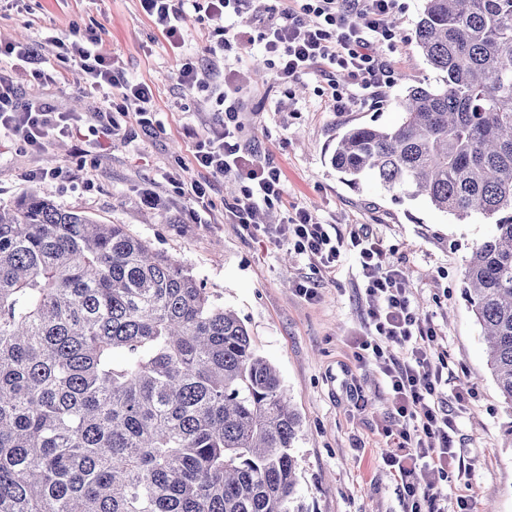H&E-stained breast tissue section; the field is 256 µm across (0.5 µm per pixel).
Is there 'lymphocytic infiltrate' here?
Masks as SVG:
<instances>
[{"label": "lymphocytic infiltrate", "instance_id": "1", "mask_svg": "<svg viewBox=\"0 0 512 512\" xmlns=\"http://www.w3.org/2000/svg\"><path fill=\"white\" fill-rule=\"evenodd\" d=\"M143 11L162 34L175 57L181 58L179 81L194 85L197 58L185 55L181 22L186 8L209 16H234V23L216 29L210 42L201 49L205 56H218L260 44L267 64L277 81L287 83L315 68L331 70L347 78V91H333L334 111L343 112L357 102L381 96L395 82L394 69L378 57L376 50L391 45L388 17L396 0H292L273 8L263 21L259 36H252L245 15L249 0H140ZM60 62L80 68L90 88L115 89L124 100L134 102V118L144 127L154 117V91L149 84L130 83L116 69L103 50L101 34L74 32L72 39L60 42ZM223 115L203 136L197 137L192 163L215 176H234L240 195L231 207L232 214L251 233L274 242L292 244L295 253L331 271L341 243L330 225L321 223L305 211H296L286 223L263 227L252 223L261 206L280 200L283 184L279 168L259 160L249 148L241 146L238 135L245 103L238 89L225 85ZM81 116L58 111L43 102L19 105L12 88L0 77V129L24 148L42 151L50 134L76 138L81 134ZM348 249L357 255L366 280V294L372 305L368 316L373 333L358 342L365 355L378 361L387 378L392 407L399 418L411 421L412 431L403 432L398 453L385 457L386 466L401 480L403 498L409 512H440L436 487L455 460L451 434L454 423L438 398L443 380L444 361L434 360L432 351L438 334L432 321L423 318L412 306L406 279L391 265L381 240L364 229L351 231ZM404 348L395 356L393 346ZM424 471L426 484H418L417 471Z\"/></svg>", "mask_w": 512, "mask_h": 512}]
</instances>
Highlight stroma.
<instances>
[{"mask_svg": "<svg viewBox=\"0 0 512 512\" xmlns=\"http://www.w3.org/2000/svg\"><path fill=\"white\" fill-rule=\"evenodd\" d=\"M104 29V49L133 83L155 90L156 123L144 130L120 118L109 148L82 155L67 137L52 135L33 153L0 133V206L30 193L65 208L121 224L151 249L174 257L206 288L211 300L232 310L249 331L258 355L273 364L303 421L293 453L297 500L306 512H405L401 482L384 463L396 452L405 421L395 418L386 377L374 359L359 360L354 340L369 331V299L355 256L341 250L332 273L318 271L288 244L256 239L228 212L240 193L234 177H214L190 161L193 139L205 134L222 107L213 89L224 70L246 92L241 145L255 149L282 172V201L262 207L258 224H280L303 209L335 225L338 235L364 225L382 239L410 288V299L438 329L448 382L440 399L453 412L461 464L439 482L448 512H512V440L504 429L512 408L500 397L487 364L480 327L463 291L465 263L489 232L487 219L460 223L427 200L384 191L371 180L346 185L331 164L339 136L361 125L393 126L398 100L411 86H439L440 72L413 43L382 47L395 83L380 101L334 111L321 71L279 84L256 49L203 58L195 86L178 81L180 62L140 0H0V46L33 43L35 60L0 59L24 104L48 102L95 124L99 92L77 68L60 69L57 40L76 29ZM51 73L47 82L34 68ZM55 168L57 179H36ZM207 184L208 214L195 223V201L174 182ZM162 198L156 207L144 190ZM319 281L316 299L295 292L302 279Z\"/></svg>", "mask_w": 512, "mask_h": 512, "instance_id": "stroma-1", "label": "stroma"}]
</instances>
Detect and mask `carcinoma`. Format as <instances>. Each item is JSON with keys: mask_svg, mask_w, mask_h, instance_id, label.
Masks as SVG:
<instances>
[{"mask_svg": "<svg viewBox=\"0 0 512 512\" xmlns=\"http://www.w3.org/2000/svg\"><path fill=\"white\" fill-rule=\"evenodd\" d=\"M446 74L399 125L345 131L353 188L494 220L464 295L512 407V0H423ZM301 420L245 325L121 224L29 194L0 206V512H304Z\"/></svg>", "mask_w": 512, "mask_h": 512, "instance_id": "1", "label": "carcinoma"}]
</instances>
